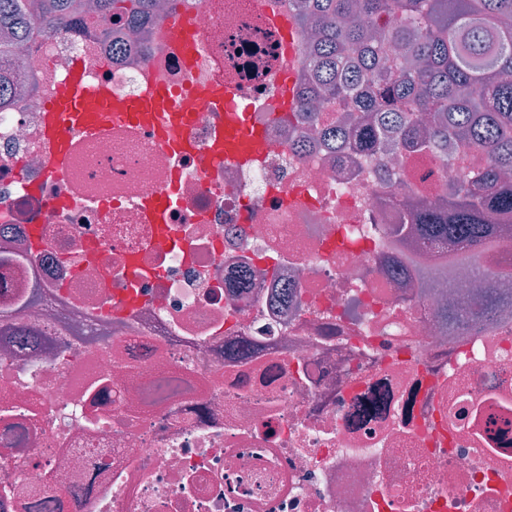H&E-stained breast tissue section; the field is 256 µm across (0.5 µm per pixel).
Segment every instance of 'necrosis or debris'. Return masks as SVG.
Instances as JSON below:
<instances>
[{
  "mask_svg": "<svg viewBox=\"0 0 512 512\" xmlns=\"http://www.w3.org/2000/svg\"><path fill=\"white\" fill-rule=\"evenodd\" d=\"M294 4L172 0L201 31L188 66L162 18L119 53L109 21L37 34L12 69L25 93L0 103V512H512V308L475 329L461 306L491 288L512 300V278L497 258L443 287L387 268L429 262L392 233L400 199L478 158L295 154L309 124L277 119L279 76L308 71L269 23ZM77 58L123 98L233 85L263 130L255 162H213L205 104L193 154L145 126L71 128L48 177L41 116ZM169 186L163 242L141 200ZM347 229L365 246H336ZM131 255L152 276L131 283ZM132 285L141 305L116 314Z\"/></svg>",
  "mask_w": 512,
  "mask_h": 512,
  "instance_id": "obj_1",
  "label": "necrosis or debris"
}]
</instances>
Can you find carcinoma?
<instances>
[{"instance_id": "cac0c4a2", "label": "carcinoma", "mask_w": 512, "mask_h": 512, "mask_svg": "<svg viewBox=\"0 0 512 512\" xmlns=\"http://www.w3.org/2000/svg\"><path fill=\"white\" fill-rule=\"evenodd\" d=\"M162 0H0V48L35 31L110 19L147 38ZM311 32L292 112L330 149L436 157L465 146L484 163L407 210L402 244L457 264L512 253V0H296Z\"/></svg>"}]
</instances>
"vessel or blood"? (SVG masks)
Listing matches in <instances>:
<instances>
[{"instance_id":"b4317fda","label":"vessel or blood","mask_w":512,"mask_h":512,"mask_svg":"<svg viewBox=\"0 0 512 512\" xmlns=\"http://www.w3.org/2000/svg\"><path fill=\"white\" fill-rule=\"evenodd\" d=\"M164 40L169 51L177 58L190 60L198 56L201 42L192 23L175 20L168 24ZM69 93L52 100L42 115V133L50 147L46 163L48 175L60 176L71 151L67 131L72 127L93 130L125 120L153 128L159 138L182 153H191L194 142L188 127L201 104H209L221 114L222 124L211 145L214 161H233L248 164L254 161V145L263 136L242 112L235 89L218 84L206 89L204 95L193 92L174 93L169 89H156L150 95L130 100L114 96L108 84H89L83 62H76L68 72ZM170 197L165 193L149 194L145 207L151 213L159 237L170 234L167 211Z\"/></svg>"}]
</instances>
